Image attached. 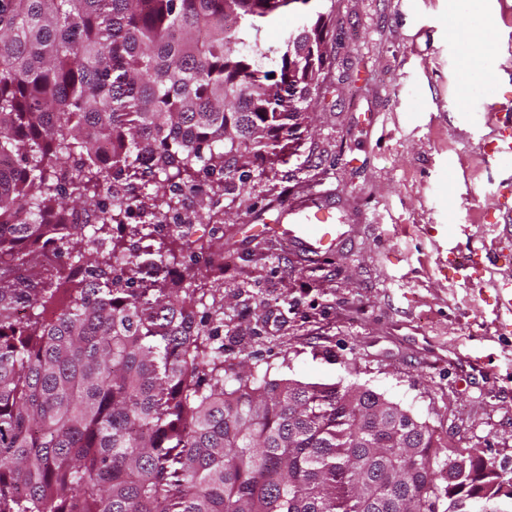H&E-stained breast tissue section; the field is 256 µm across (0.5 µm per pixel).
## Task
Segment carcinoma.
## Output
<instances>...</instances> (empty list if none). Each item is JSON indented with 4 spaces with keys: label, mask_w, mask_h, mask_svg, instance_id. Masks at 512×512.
<instances>
[{
    "label": "carcinoma",
    "mask_w": 512,
    "mask_h": 512,
    "mask_svg": "<svg viewBox=\"0 0 512 512\" xmlns=\"http://www.w3.org/2000/svg\"><path fill=\"white\" fill-rule=\"evenodd\" d=\"M270 0H0V512H471L512 501V478L365 386L236 374L227 388L204 288L134 262L173 188L275 163L288 73L318 86L319 53L276 69L252 32ZM326 19L298 28L319 48ZM111 161L101 162L103 148ZM232 159H227V156ZM150 175L161 194L128 197ZM91 215L73 231L60 216ZM197 223L221 230L206 206ZM208 263L224 236L195 240ZM89 256L82 279L38 260ZM148 270L156 298L145 299ZM29 309L26 320L15 311Z\"/></svg>",
    "instance_id": "cac0c4a2"
}]
</instances>
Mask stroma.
I'll return each mask as SVG.
<instances>
[{"label":"stroma","mask_w":512,"mask_h":512,"mask_svg":"<svg viewBox=\"0 0 512 512\" xmlns=\"http://www.w3.org/2000/svg\"><path fill=\"white\" fill-rule=\"evenodd\" d=\"M480 0H315L328 20L318 104L291 133L275 174L226 177L224 286L203 299L223 321L228 373L356 382L449 443L512 463V335L496 333L495 293L456 272L497 236L512 206L486 162L501 129L472 74L512 57L500 4L491 50L448 43ZM326 193L355 230L313 261L282 239L241 234L280 205Z\"/></svg>","instance_id":"35a3bbf8"}]
</instances>
